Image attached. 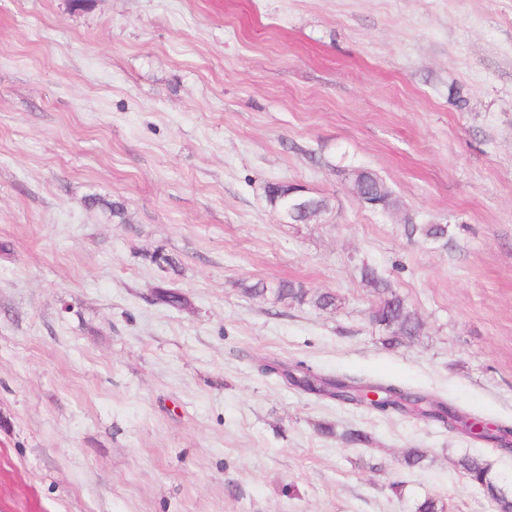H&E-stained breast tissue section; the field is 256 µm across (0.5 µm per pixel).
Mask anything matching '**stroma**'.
<instances>
[{
  "label": "stroma",
  "mask_w": 512,
  "mask_h": 512,
  "mask_svg": "<svg viewBox=\"0 0 512 512\" xmlns=\"http://www.w3.org/2000/svg\"><path fill=\"white\" fill-rule=\"evenodd\" d=\"M272 183L329 207L286 223ZM365 261L421 316L409 344L382 343ZM259 280L342 305L241 294ZM263 360L512 426V0H0V512H491L465 455L512 491L495 445ZM343 173L358 199L363 195H369L371 200L380 203L378 208L372 210L384 211L395 205L391 190L375 173L360 168L344 169ZM406 233L409 237L417 236L431 243H438L443 247L448 244V227L444 224H414L405 222ZM241 292L248 298L271 300L273 303L289 307H298L333 311L341 306V299L336 293L328 291H312L302 283L281 280L274 284L256 281L252 284H241ZM279 366L287 368L283 369V375L290 385L304 393L318 398L333 399L345 405L366 407L380 414L417 415L439 422L443 426H448V430L464 435L458 426L462 425L464 418L468 415L455 404L431 397L421 390L392 382L368 381L344 374L323 375L303 364H295V368L289 371L284 364ZM372 388L382 392L381 401L377 392L368 391L365 393V398L371 402H379L369 406L361 405L363 392ZM419 403L421 404L418 409L409 406L410 404L416 406Z\"/></svg>",
  "instance_id": "35a3bbf8"
}]
</instances>
